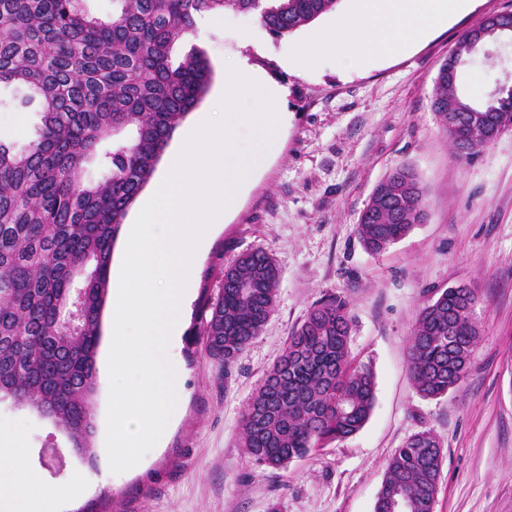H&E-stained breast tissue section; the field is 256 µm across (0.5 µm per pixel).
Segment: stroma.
<instances>
[{
  "label": "stroma",
  "instance_id": "35a3bbf8",
  "mask_svg": "<svg viewBox=\"0 0 512 512\" xmlns=\"http://www.w3.org/2000/svg\"><path fill=\"white\" fill-rule=\"evenodd\" d=\"M348 7L339 0L335 11L281 38L253 14H206L175 45L174 58L196 50L209 62L198 112L216 111L224 75L238 62L276 83L278 148L200 260L180 348L184 393L164 439L137 469H109L108 344L98 353L96 468L82 465L48 420L0 404V447L22 441L47 490L68 474L85 479L84 493L56 512L88 504L96 512H373L389 458L424 430L443 456L434 512H512V127L463 159L432 110L440 65L482 17L512 11V0H470L423 39L357 67L323 51L298 57V46ZM477 54L494 62L470 68L465 91L481 97L512 83V43L487 44ZM400 165L415 170L427 218L372 254L358 236L359 216ZM256 248L281 267L277 303L227 372L205 351L200 301L218 294L225 266ZM451 285L474 291L479 336L461 382L427 398L410 380L409 341L421 308ZM328 296L349 304L350 355L374 373V408L356 434L268 469L242 446L245 408L290 333ZM50 447L57 454L41 465Z\"/></svg>",
  "mask_w": 512,
  "mask_h": 512
}]
</instances>
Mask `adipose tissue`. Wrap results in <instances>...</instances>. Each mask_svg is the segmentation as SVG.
<instances>
[{"mask_svg":"<svg viewBox=\"0 0 512 512\" xmlns=\"http://www.w3.org/2000/svg\"><path fill=\"white\" fill-rule=\"evenodd\" d=\"M469 6V0H351L345 16L323 30L317 45L341 64L398 53ZM45 487L28 466L22 444L0 448V512H46Z\"/></svg>","mask_w":512,"mask_h":512,"instance_id":"adipose-tissue-1","label":"adipose tissue"}]
</instances>
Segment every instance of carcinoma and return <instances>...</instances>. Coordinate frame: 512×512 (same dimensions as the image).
<instances>
[{
	"label": "carcinoma",
	"mask_w": 512,
	"mask_h": 512,
	"mask_svg": "<svg viewBox=\"0 0 512 512\" xmlns=\"http://www.w3.org/2000/svg\"><path fill=\"white\" fill-rule=\"evenodd\" d=\"M82 0H0V85L28 90L40 107L34 137L0 140V403L48 419L93 469L97 356L112 255L120 225L155 170L180 121L207 92L211 69L199 52L179 61L174 44L197 18L254 13L275 36L335 10L339 0H112L89 14ZM456 80H434L440 122L465 106L512 114V92L472 101L462 91L473 51ZM470 158L488 133L478 124L448 132ZM425 215L423 189L408 166L393 169L363 210L358 233L371 253L405 237ZM281 268L267 252L241 254L204 300L208 355L231 369L276 305ZM475 297L442 292L420 310L409 346L410 376L424 397L464 377L478 331ZM347 304L329 298L288 344L243 415L242 443L270 469L358 432L375 403V378L349 358ZM442 455L428 431L394 452L374 512L404 493L407 512H434Z\"/></svg>",
	"instance_id": "cac0c4a2"
}]
</instances>
